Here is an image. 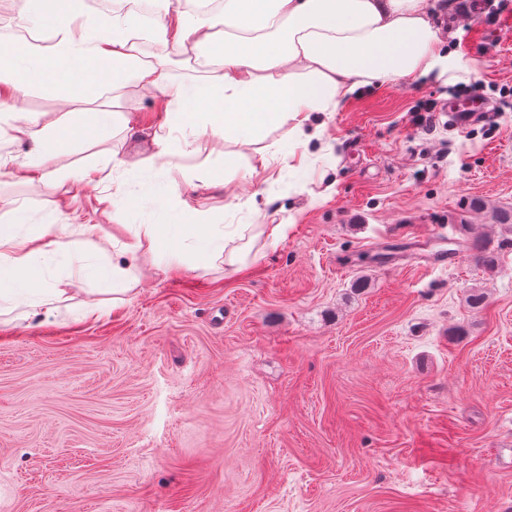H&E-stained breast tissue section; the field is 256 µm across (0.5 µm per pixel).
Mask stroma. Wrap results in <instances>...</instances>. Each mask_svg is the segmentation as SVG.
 <instances>
[{"label":"stroma","mask_w":512,"mask_h":512,"mask_svg":"<svg viewBox=\"0 0 512 512\" xmlns=\"http://www.w3.org/2000/svg\"><path fill=\"white\" fill-rule=\"evenodd\" d=\"M431 2L460 80L367 87L333 112L323 149L258 169L235 208L223 141L165 163L147 136L124 138L154 118L136 82L17 101L114 115L42 163L38 185L0 170V222L21 206L19 233L45 232L47 285L79 265L57 242L83 224L104 248L132 241L162 221L151 190L174 184L216 231L289 229L238 272L143 248L122 302L88 282L31 320L0 313V512H512V224L494 218L512 210V0L480 15L475 0ZM470 96L489 111L449 128L440 103ZM77 165L92 170L79 190L56 175ZM118 191L132 203L116 214ZM440 248L455 265L427 261Z\"/></svg>","instance_id":"stroma-1"}]
</instances>
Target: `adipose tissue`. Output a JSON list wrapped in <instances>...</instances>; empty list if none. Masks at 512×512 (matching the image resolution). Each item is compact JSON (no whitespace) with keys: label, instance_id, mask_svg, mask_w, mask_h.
Instances as JSON below:
<instances>
[{"label":"adipose tissue","instance_id":"adipose-tissue-1","mask_svg":"<svg viewBox=\"0 0 512 512\" xmlns=\"http://www.w3.org/2000/svg\"><path fill=\"white\" fill-rule=\"evenodd\" d=\"M25 0V10L44 44L0 41V62L11 65L7 97L0 112L26 96L32 82L56 91L68 103L85 99L94 89L119 87L132 80L162 100L160 121L150 137L153 158L169 159L195 151L204 138L234 143L224 155V178L245 180L257 165H268L277 152L264 147L270 133L287 129L297 147L323 136L325 126L309 129L312 114L330 116L358 89L401 76L456 79L463 65L437 27L426 0H223L206 14L179 11L167 20L142 21L131 11L91 13L85 0ZM158 49L149 61L133 52L145 38ZM215 57L216 69L203 75L173 76L168 47ZM89 125L40 117L15 118L14 141L31 144L49 158L60 140L89 135ZM257 147L250 162L245 148ZM158 209L179 216L148 233L152 246L175 250L179 238L193 237L202 249L189 269L216 262L242 263L245 246L228 248L215 238L205 210L192 206L179 190L159 196ZM36 234L0 230V303L38 309L60 300L64 291L48 287L40 271L45 253ZM141 242L122 243L119 262L86 265L83 278L112 293L132 291L133 261Z\"/></svg>","mask_w":512,"mask_h":512}]
</instances>
